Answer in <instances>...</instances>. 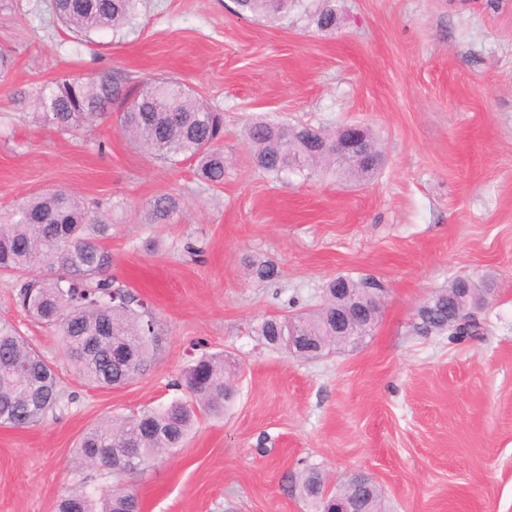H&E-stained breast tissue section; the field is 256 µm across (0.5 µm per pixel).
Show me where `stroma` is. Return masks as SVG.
Returning a JSON list of instances; mask_svg holds the SVG:
<instances>
[{
	"label": "stroma",
	"mask_w": 512,
	"mask_h": 512,
	"mask_svg": "<svg viewBox=\"0 0 512 512\" xmlns=\"http://www.w3.org/2000/svg\"><path fill=\"white\" fill-rule=\"evenodd\" d=\"M243 18L233 0H144L135 24L81 43L52 0H0V213L64 189L112 224V278L152 308L162 335L151 370L90 386L57 337L0 285V319L60 378L44 421L0 427V512H55L67 491L133 486L143 512H315L295 481L364 473L387 512H512V13L483 0H335ZM177 78L224 114L219 187L192 162L143 152L118 115L60 133L39 87L60 74ZM268 118L333 130L367 125L384 158L357 183H282L254 167L246 127ZM178 193L176 223L148 224L156 194ZM272 262L258 282L250 261ZM339 275L385 287L379 322L356 350L304 359L262 345L267 316L307 312ZM458 276L492 286L472 334L420 333L416 311ZM237 364L223 416L181 447L116 477L76 444L97 423L184 397L191 361Z\"/></svg>",
	"instance_id": "35a3bbf8"
}]
</instances>
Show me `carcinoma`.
<instances>
[{
	"mask_svg": "<svg viewBox=\"0 0 512 512\" xmlns=\"http://www.w3.org/2000/svg\"><path fill=\"white\" fill-rule=\"evenodd\" d=\"M53 0L58 20L77 35L118 30L137 16L140 0ZM302 0H234L238 11L254 18H278L301 6ZM331 0H322L317 27L330 30L336 24ZM120 106V123L146 153L172 164L192 160L200 177L211 186L224 183V115L191 95L176 79L146 80L137 85L117 74L78 78L61 74L43 85L39 107L61 133H71L93 123ZM329 140L336 134L304 124L289 125L269 119L252 122L246 132L252 161L262 172L286 179L322 172L364 182L376 175L331 158L316 144V135ZM182 210L179 195L162 192L145 206V223L170 224ZM111 225L90 211L75 195L52 190L23 198L0 224V273L23 275L17 299L28 316L55 335L75 372L97 387L123 386L151 369L159 347V333L151 308L108 275L112 254L105 245ZM53 270L49 277H33L37 268ZM459 279L430 294L433 306L418 315L417 328L424 333L444 332L448 308L460 307L456 291ZM322 306L297 316L265 317L255 328L259 340L277 347L296 326L305 344L328 347L351 345L336 337V304L353 310H371L359 318V330L372 332L378 323L380 304L376 294L363 288V280L349 279L348 288L336 294V281L325 290ZM125 349L124 358L112 357V339ZM231 364L222 353L202 355L184 372L189 398L145 408L120 421L101 422L80 439L78 448L92 465L112 470L117 476L154 460L162 451L178 447L193 431L199 417L224 412ZM60 384L53 367L28 337L8 322H0V425L27 427L44 420L58 405ZM131 451L138 465H126ZM326 481L311 468L298 483L305 498L319 512H333L332 497L324 496ZM342 492L354 498L360 512H384L382 496L366 476H352ZM134 489L121 483L103 496L71 491L62 496L55 512H140Z\"/></svg>",
	"mask_w": 512,
	"mask_h": 512,
	"instance_id": "carcinoma-1",
	"label": "carcinoma"
}]
</instances>
